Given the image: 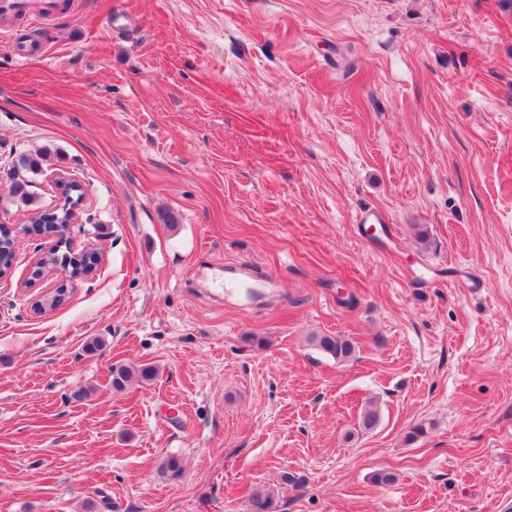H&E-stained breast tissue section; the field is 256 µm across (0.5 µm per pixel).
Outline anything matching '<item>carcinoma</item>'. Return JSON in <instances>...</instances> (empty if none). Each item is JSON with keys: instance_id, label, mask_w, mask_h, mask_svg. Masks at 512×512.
<instances>
[{"instance_id": "obj_1", "label": "carcinoma", "mask_w": 512, "mask_h": 512, "mask_svg": "<svg viewBox=\"0 0 512 512\" xmlns=\"http://www.w3.org/2000/svg\"><path fill=\"white\" fill-rule=\"evenodd\" d=\"M30 222L37 225L38 231L46 236L56 238V246L42 258L40 268L51 273L59 268L68 271L69 277H83L91 273L98 264L97 252L87 251L74 255L65 249L67 217L61 210L52 212L34 210ZM315 345L324 353L339 360L346 361L355 353V344L345 336L322 335L313 337ZM156 376V369L151 365L119 364L112 368V387L122 390L133 382L146 383ZM161 475L176 477L182 471L181 460L175 455L163 457L158 465ZM251 512H274L271 491L262 484H256L249 493Z\"/></svg>"}]
</instances>
